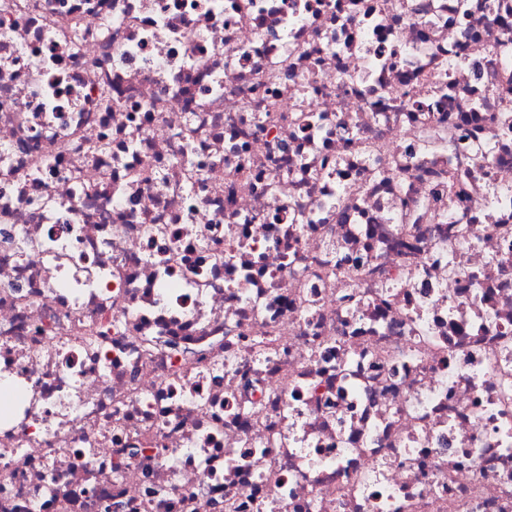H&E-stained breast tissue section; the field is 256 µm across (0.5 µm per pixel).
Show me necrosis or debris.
<instances>
[{"instance_id":"1","label":"necrosis or debris","mask_w":512,"mask_h":512,"mask_svg":"<svg viewBox=\"0 0 512 512\" xmlns=\"http://www.w3.org/2000/svg\"><path fill=\"white\" fill-rule=\"evenodd\" d=\"M0 512H512V0H0Z\"/></svg>"}]
</instances>
